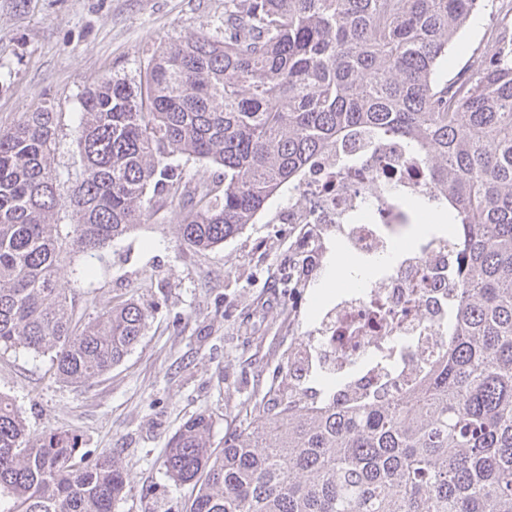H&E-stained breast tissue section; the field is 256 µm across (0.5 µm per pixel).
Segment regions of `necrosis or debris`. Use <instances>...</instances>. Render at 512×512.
Listing matches in <instances>:
<instances>
[{"instance_id":"obj_1","label":"necrosis or debris","mask_w":512,"mask_h":512,"mask_svg":"<svg viewBox=\"0 0 512 512\" xmlns=\"http://www.w3.org/2000/svg\"><path fill=\"white\" fill-rule=\"evenodd\" d=\"M400 199L428 189L401 142L359 136L337 143L302 190L304 211L292 224H332L347 250L369 258L393 254L380 275L337 300L322 318L317 356L329 384L376 399L416 386L450 332L448 239L431 236L416 250L400 247L404 226L388 220L392 187Z\"/></svg>"}]
</instances>
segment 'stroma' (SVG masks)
I'll return each instance as SVG.
<instances>
[{"label": "stroma", "mask_w": 512, "mask_h": 512, "mask_svg": "<svg viewBox=\"0 0 512 512\" xmlns=\"http://www.w3.org/2000/svg\"><path fill=\"white\" fill-rule=\"evenodd\" d=\"M502 22L498 0H489L437 78L487 52ZM201 34L223 39L224 0H0V132L55 112L54 167L68 196L83 169L84 93L108 77L138 84L162 47ZM307 204L301 190L280 191L238 234L196 251L178 234L188 200L155 196L145 223L97 256L63 250L56 284L77 317L135 300L153 308L145 334L111 371L79 385L58 380L49 356L17 348L0 358V394L32 433L71 432L92 457L119 452L127 486L114 512H187L192 488L167 476L163 457L192 415L211 417L219 448L256 401L281 408L289 389L314 390L289 357L315 339L312 295L326 267L344 259L324 225L288 223L289 208ZM83 265L94 277L76 278Z\"/></svg>", "instance_id": "obj_1"}]
</instances>
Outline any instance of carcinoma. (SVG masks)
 <instances>
[{
  "label": "carcinoma",
  "mask_w": 512,
  "mask_h": 512,
  "mask_svg": "<svg viewBox=\"0 0 512 512\" xmlns=\"http://www.w3.org/2000/svg\"><path fill=\"white\" fill-rule=\"evenodd\" d=\"M485 0H224V40L200 35L153 56L139 85L85 93L75 216L61 234L54 113L0 133V354L51 356L81 384L140 341L146 307L124 301L81 325L56 288L64 241L95 256L144 222L148 188L174 199L176 153L224 169L178 225L213 248L297 186L336 142L398 138L432 189L418 211L448 220L460 262L453 332L408 392L349 403L290 398L211 446L210 417L185 421L163 465L195 494L188 512H512V25L442 83L438 64ZM118 455L88 461L66 431L29 432L0 394L3 512H113Z\"/></svg>",
  "instance_id": "cac0c4a2"
}]
</instances>
